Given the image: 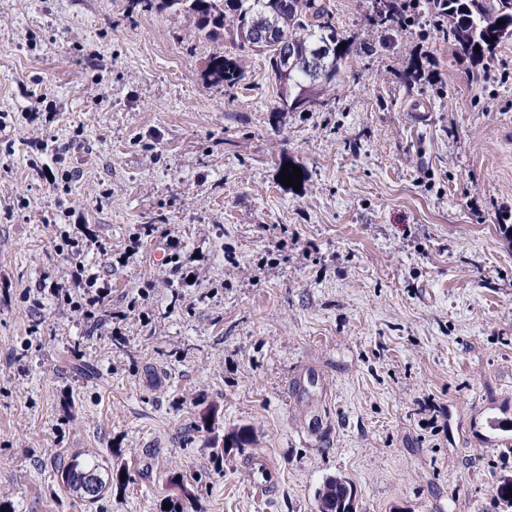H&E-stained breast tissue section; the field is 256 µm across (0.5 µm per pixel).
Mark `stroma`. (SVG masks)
<instances>
[{
	"label": "stroma",
	"instance_id": "35a3bbf8",
	"mask_svg": "<svg viewBox=\"0 0 512 512\" xmlns=\"http://www.w3.org/2000/svg\"><path fill=\"white\" fill-rule=\"evenodd\" d=\"M325 3L353 54L281 112L268 55L187 15L0 0V512H162L173 475L184 512H316L336 477L355 512H512V39L476 82L438 30ZM78 452L106 501L59 484ZM239 62L236 57L215 54L209 58L206 67V76L213 84L233 87L240 79ZM76 276L81 281H83L85 277L84 285H86L87 288L84 289V293L88 295L86 299L87 304L92 307L100 308L105 298L108 296L106 288H92L96 285L98 278L95 274L85 275L84 266H76Z\"/></svg>",
	"mask_w": 512,
	"mask_h": 512
}]
</instances>
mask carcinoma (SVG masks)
Here are the masks:
<instances>
[{
  "instance_id": "cac0c4a2",
  "label": "carcinoma",
  "mask_w": 512,
  "mask_h": 512,
  "mask_svg": "<svg viewBox=\"0 0 512 512\" xmlns=\"http://www.w3.org/2000/svg\"><path fill=\"white\" fill-rule=\"evenodd\" d=\"M183 12L192 17L199 34L226 37L241 49L268 54L279 84L281 112L292 109L297 92L305 85L334 88L343 76L351 54V40L336 29L321 0H296V7L282 8V0H134L133 7L149 11ZM430 15H448L447 38L472 62L488 67L495 61L500 44L512 38V0H424ZM374 22L394 32L410 28L401 0H372ZM285 43L295 53L283 63L277 53ZM206 76L212 83L234 86L240 79L237 58L222 53L209 58ZM65 475L63 486L81 493L87 476L99 481V491L88 499L96 504L112 494L113 476L102 473L92 460L73 455L56 468ZM356 497L351 483L334 479L318 495L317 512H348Z\"/></svg>"
}]
</instances>
